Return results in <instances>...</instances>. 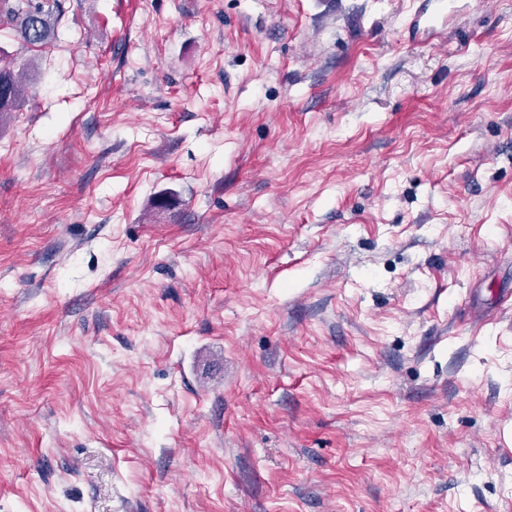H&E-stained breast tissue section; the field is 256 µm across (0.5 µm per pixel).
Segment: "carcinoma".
<instances>
[{
    "mask_svg": "<svg viewBox=\"0 0 512 512\" xmlns=\"http://www.w3.org/2000/svg\"><path fill=\"white\" fill-rule=\"evenodd\" d=\"M63 12L61 0H0V25L31 46L55 39V26ZM27 96L12 60L0 54V112H13Z\"/></svg>",
    "mask_w": 512,
    "mask_h": 512,
    "instance_id": "obj_1",
    "label": "carcinoma"
}]
</instances>
